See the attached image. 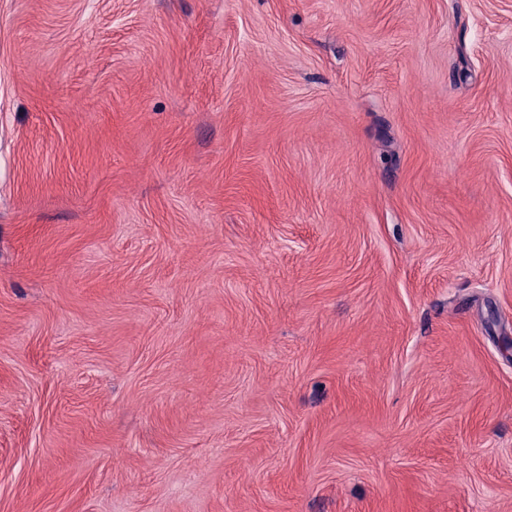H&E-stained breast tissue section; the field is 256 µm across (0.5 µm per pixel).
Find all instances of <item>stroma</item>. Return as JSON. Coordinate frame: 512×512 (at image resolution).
<instances>
[{
  "label": "stroma",
  "instance_id": "obj_1",
  "mask_svg": "<svg viewBox=\"0 0 512 512\" xmlns=\"http://www.w3.org/2000/svg\"><path fill=\"white\" fill-rule=\"evenodd\" d=\"M510 337L512 0H0V512H512Z\"/></svg>",
  "mask_w": 512,
  "mask_h": 512
}]
</instances>
